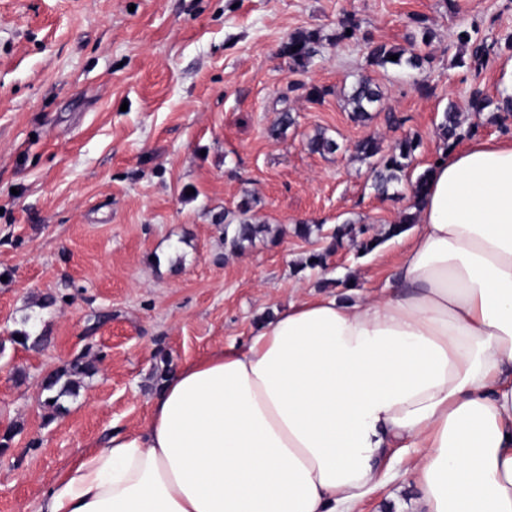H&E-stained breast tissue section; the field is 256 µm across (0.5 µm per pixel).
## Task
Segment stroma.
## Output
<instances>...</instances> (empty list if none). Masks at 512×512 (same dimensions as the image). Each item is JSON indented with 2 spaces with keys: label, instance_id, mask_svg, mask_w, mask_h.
Returning <instances> with one entry per match:
<instances>
[{
  "label": "stroma",
  "instance_id": "obj_1",
  "mask_svg": "<svg viewBox=\"0 0 512 512\" xmlns=\"http://www.w3.org/2000/svg\"><path fill=\"white\" fill-rule=\"evenodd\" d=\"M349 18L355 36L337 41ZM470 26L494 45L479 71L455 59ZM299 30L321 46L297 69L281 47ZM510 34L512 0H0V512H39L78 456L142 428L164 365L244 342L323 282L379 293L394 240L306 265L336 225L375 235L410 204L406 184L374 190L356 145L418 135L417 176L451 101L464 126L511 139L512 119L468 108L473 87L501 96ZM370 41L429 61L372 70ZM362 75L384 97L358 123L341 93ZM313 85L329 88L322 103ZM286 111L294 125L269 137ZM320 131L340 151L311 152ZM246 199L271 232L233 254L224 219ZM301 223L322 231L301 238ZM25 333L46 342L16 343ZM82 353L96 371L52 413L42 381Z\"/></svg>",
  "mask_w": 512,
  "mask_h": 512
}]
</instances>
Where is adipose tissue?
Masks as SVG:
<instances>
[{"label":"adipose tissue","instance_id":"obj_1","mask_svg":"<svg viewBox=\"0 0 512 512\" xmlns=\"http://www.w3.org/2000/svg\"><path fill=\"white\" fill-rule=\"evenodd\" d=\"M381 296L314 294L167 375L41 512H512V140L438 153ZM401 488V489H400ZM416 492V487L412 483L410 486L408 483H398L388 485L380 488L372 497L369 499L364 507V512H375V511H386L384 510L387 504L391 502V496L396 495L400 498L409 500L410 496Z\"/></svg>","mask_w":512,"mask_h":512}]
</instances>
